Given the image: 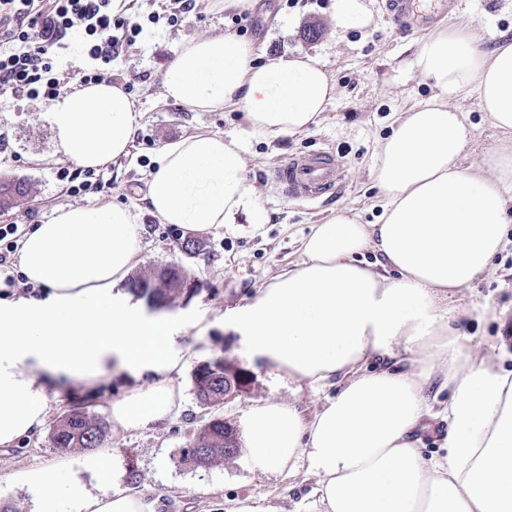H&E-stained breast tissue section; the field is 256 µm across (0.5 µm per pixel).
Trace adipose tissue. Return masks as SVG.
<instances>
[{
    "label": "adipose tissue",
    "instance_id": "1",
    "mask_svg": "<svg viewBox=\"0 0 512 512\" xmlns=\"http://www.w3.org/2000/svg\"><path fill=\"white\" fill-rule=\"evenodd\" d=\"M412 66L436 93L400 113L379 146L377 223L344 210L314 225L305 261L230 313L251 362L284 382L337 387L311 418L268 400L243 419V447L262 472L314 477L306 512H512V371L467 352L463 314L448 304L491 270L512 223V42L489 49L475 31L443 29ZM472 88L502 136L477 167L464 164L467 117L448 104ZM334 95L316 59L258 63L229 32L184 40L164 79L167 100L195 112L240 103L267 136L309 130ZM49 116L57 153L97 169L128 154L141 114L121 85L103 81L59 96ZM243 152L211 133L165 145L147 211L187 232L266 223ZM138 250L134 213L114 204L58 207L23 242L20 270L45 297L0 298V447L46 426L49 379L91 386L112 367L153 374L113 401L120 431L152 429L180 408L171 374L185 363L181 323L113 292ZM367 251L377 263L363 262ZM372 358L384 368L364 371ZM434 383L449 393L436 459L415 435L435 411ZM12 481L36 492V512H153L142 494L93 493L63 457Z\"/></svg>",
    "mask_w": 512,
    "mask_h": 512
}]
</instances>
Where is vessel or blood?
<instances>
[{"instance_id":"obj_1","label":"vessel or blood","mask_w":512,"mask_h":512,"mask_svg":"<svg viewBox=\"0 0 512 512\" xmlns=\"http://www.w3.org/2000/svg\"><path fill=\"white\" fill-rule=\"evenodd\" d=\"M386 8L396 20L406 24L432 19L431 14H419L415 0H388ZM275 178L289 198L317 199L337 189L343 174L332 153L318 151L290 159L276 170Z\"/></svg>"}]
</instances>
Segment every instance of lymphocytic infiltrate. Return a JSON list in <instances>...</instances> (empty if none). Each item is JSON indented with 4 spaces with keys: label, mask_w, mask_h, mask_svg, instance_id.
<instances>
[{
    "label": "lymphocytic infiltrate",
    "mask_w": 512,
    "mask_h": 512,
    "mask_svg": "<svg viewBox=\"0 0 512 512\" xmlns=\"http://www.w3.org/2000/svg\"><path fill=\"white\" fill-rule=\"evenodd\" d=\"M83 32V84L112 78V60L133 45L139 21L112 12V0H0V32L10 47L0 50V96L51 99L67 88L53 72V56L71 31Z\"/></svg>",
    "instance_id": "1"
}]
</instances>
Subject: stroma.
Returning <instances> with one entry per match:
<instances>
[{
    "label": "stroma",
    "instance_id": "35a3bbf8",
    "mask_svg": "<svg viewBox=\"0 0 512 512\" xmlns=\"http://www.w3.org/2000/svg\"><path fill=\"white\" fill-rule=\"evenodd\" d=\"M250 13L248 28L235 24L231 14L215 13L210 0H196L182 22L167 21L170 0H131L130 12L143 31L136 44L112 62L120 82H132L131 102L142 118L128 156L90 175L88 190L74 193L62 173L73 163L52 161L53 132L44 100L16 102L0 98V136L8 142L0 151V181H24L28 196L12 209L0 211L1 224L33 227L51 220L61 204L127 206L138 215L139 253L134 276L179 265L197 287L190 298L168 304V314L181 317L186 330L180 346L193 356L172 378L183 392L181 408L150 431L108 434V452L118 456L121 468L134 471L137 489L154 503V512H236L240 502L275 507L277 512H302L315 480L286 477L258 470L245 453L197 468L180 459L194 434L211 417L196 398L193 373L206 361L221 358L247 373L245 396L219 404L225 421L240 427L247 409L260 400L276 398L293 405L301 416L311 415L334 396L332 386L311 388L305 383L284 385L265 368L250 365L237 332L224 324L228 311L246 304L258 288L303 259L301 241L313 225L324 223L343 209L357 213L362 223H375L380 213L379 189L372 174L375 153L389 135L397 113L427 101L434 91L411 68V62L433 29L474 27L488 45L512 39V0H450L434 26L410 29L389 18L384 0H370L373 13L363 29L338 30L332 19L333 0H261ZM232 32L249 42L260 59L309 55L319 58L335 86V97L308 131L268 137L252 132L242 106L217 112H194L164 97L163 81L181 43L190 37ZM450 106L468 112L474 126L473 145L466 165H478L485 149L499 138L479 108L476 95L450 99ZM201 131L231 135L244 147L246 176L254 184L268 216L264 224H227L195 232L200 249L184 253L180 243L186 231L160 223L144 210L141 197L147 174L158 165L160 150L182 137ZM334 150L345 179L334 195L317 201L289 199L272 173L303 152ZM508 245L493 269L472 288L454 297L465 312L462 327L472 349L490 353L504 346L503 368L512 369V223L506 227ZM150 376L135 379L113 370L95 386L78 381L49 382L46 397L50 420H58L77 404L104 421H111L113 400L134 387L147 386ZM60 456L47 432L0 447V503L11 512H33L32 494L10 485L20 470H36Z\"/></svg>",
    "mask_w": 512,
    "mask_h": 512
}]
</instances>
